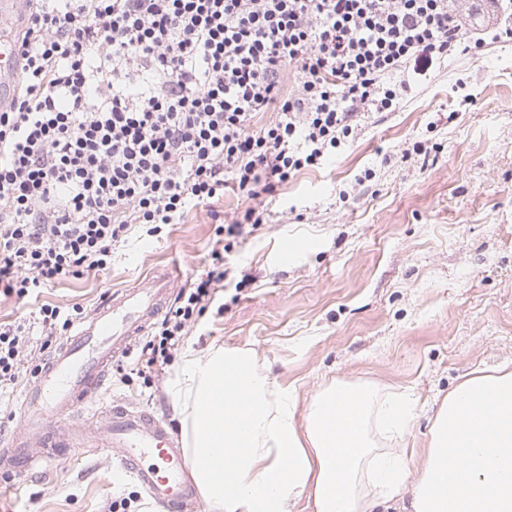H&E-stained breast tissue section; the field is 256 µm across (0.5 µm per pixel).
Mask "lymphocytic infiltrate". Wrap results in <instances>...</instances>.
<instances>
[{
    "label": "lymphocytic infiltrate",
    "instance_id": "1",
    "mask_svg": "<svg viewBox=\"0 0 512 512\" xmlns=\"http://www.w3.org/2000/svg\"><path fill=\"white\" fill-rule=\"evenodd\" d=\"M25 2L21 75L0 112V293L20 299L107 270L131 234L228 189L251 202L223 227L240 237L264 221L254 199L360 135L365 114L396 111L410 76L485 45L460 0ZM262 112L272 120L252 130ZM211 256L142 344L138 374L169 362L229 278ZM29 347L25 322L0 323V391Z\"/></svg>",
    "mask_w": 512,
    "mask_h": 512
}]
</instances>
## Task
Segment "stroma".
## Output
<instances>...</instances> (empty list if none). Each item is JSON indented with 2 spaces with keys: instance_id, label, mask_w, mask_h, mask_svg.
<instances>
[{
  "instance_id": "35a3bbf8",
  "label": "stroma",
  "mask_w": 512,
  "mask_h": 512,
  "mask_svg": "<svg viewBox=\"0 0 512 512\" xmlns=\"http://www.w3.org/2000/svg\"><path fill=\"white\" fill-rule=\"evenodd\" d=\"M494 24L470 26L488 40L481 54L434 67L398 111L370 115L335 157L290 179L265 224L234 244L233 278L168 364L147 380L132 369L135 354L122 357L124 372L110 370L85 416L122 401L185 442L167 392L182 355L244 348L294 390L299 423L313 393L336 380L413 393L420 417L405 443L417 472L427 419L448 391L470 372L512 365V41L490 42ZM417 142L430 153L413 154ZM245 207L228 192L158 235L130 237L104 272L1 299L0 322L44 304L92 312L164 264L193 281L209 262L216 219ZM285 245L294 250L286 260ZM43 360L28 357L17 385L0 393V433L19 427L22 392ZM116 461L101 444L22 478L0 476V512H160L132 479L115 476Z\"/></svg>"
}]
</instances>
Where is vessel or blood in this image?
Wrapping results in <instances>:
<instances>
[{
    "label": "vessel or blood",
    "mask_w": 512,
    "mask_h": 512,
    "mask_svg": "<svg viewBox=\"0 0 512 512\" xmlns=\"http://www.w3.org/2000/svg\"><path fill=\"white\" fill-rule=\"evenodd\" d=\"M20 78V51L14 36L0 32V111L7 110ZM179 274L151 272L134 287L113 291L99 302L25 390L24 420L0 437V472L23 477L53 451L83 448L103 440L118 450L120 475L129 476L167 512L197 501L183 452L166 422L115 403L94 426L78 416L104 386L113 361L145 335L166 308Z\"/></svg>",
    "instance_id": "b4317fda"
}]
</instances>
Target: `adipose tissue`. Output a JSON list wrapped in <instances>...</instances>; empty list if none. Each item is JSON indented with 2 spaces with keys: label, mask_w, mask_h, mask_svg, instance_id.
I'll list each match as a JSON object with an SVG mask.
<instances>
[{
  "label": "adipose tissue",
  "mask_w": 512,
  "mask_h": 512,
  "mask_svg": "<svg viewBox=\"0 0 512 512\" xmlns=\"http://www.w3.org/2000/svg\"><path fill=\"white\" fill-rule=\"evenodd\" d=\"M168 391L183 416L192 477L224 512H291L305 493L315 512H373L406 491L409 512H512V368L449 391L414 478L400 443L416 404L377 384L321 387L299 426L291 392L252 351L219 348L185 354Z\"/></svg>",
  "instance_id": "ef3b65f1"
}]
</instances>
